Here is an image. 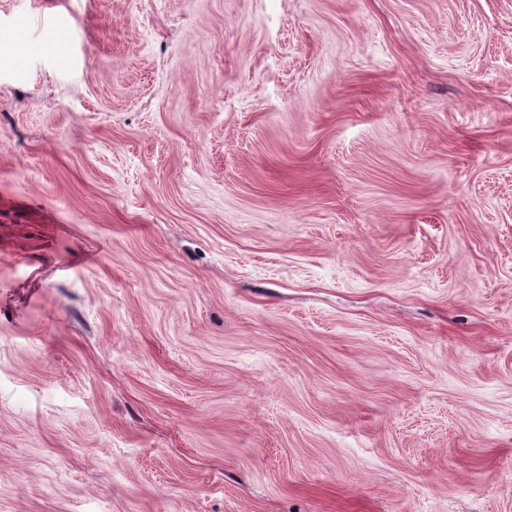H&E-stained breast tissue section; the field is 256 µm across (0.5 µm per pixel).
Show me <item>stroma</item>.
<instances>
[{
	"label": "stroma",
	"instance_id": "35a3bbf8",
	"mask_svg": "<svg viewBox=\"0 0 512 512\" xmlns=\"http://www.w3.org/2000/svg\"><path fill=\"white\" fill-rule=\"evenodd\" d=\"M0 512H512V0H0Z\"/></svg>",
	"mask_w": 512,
	"mask_h": 512
}]
</instances>
